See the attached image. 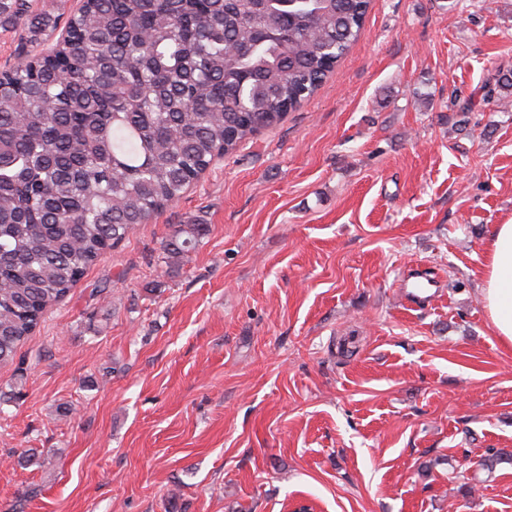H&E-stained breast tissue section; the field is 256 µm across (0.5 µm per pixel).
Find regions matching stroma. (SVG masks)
Segmentation results:
<instances>
[{
  "mask_svg": "<svg viewBox=\"0 0 512 512\" xmlns=\"http://www.w3.org/2000/svg\"><path fill=\"white\" fill-rule=\"evenodd\" d=\"M512 0H373L318 92L215 160L0 367V512H512ZM476 103L457 112L453 98ZM174 224L208 232L168 268ZM484 268L481 290L493 334L512 348V220L493 226Z\"/></svg>",
  "mask_w": 512,
  "mask_h": 512,
  "instance_id": "stroma-1",
  "label": "stroma"
}]
</instances>
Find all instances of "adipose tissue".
<instances>
[{"instance_id":"adipose-tissue-1","label":"adipose tissue","mask_w":512,"mask_h":512,"mask_svg":"<svg viewBox=\"0 0 512 512\" xmlns=\"http://www.w3.org/2000/svg\"><path fill=\"white\" fill-rule=\"evenodd\" d=\"M481 290L494 336L512 348V222L492 229Z\"/></svg>"}]
</instances>
